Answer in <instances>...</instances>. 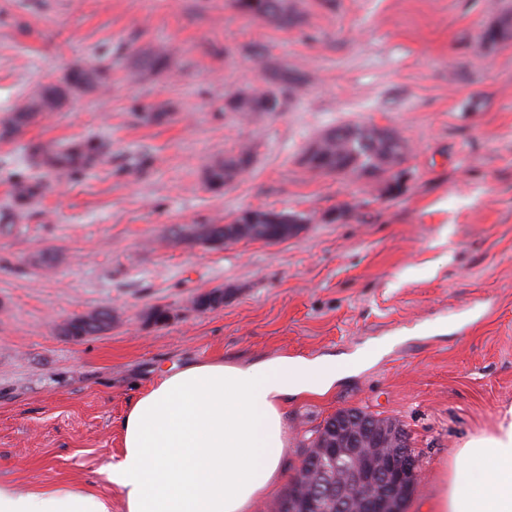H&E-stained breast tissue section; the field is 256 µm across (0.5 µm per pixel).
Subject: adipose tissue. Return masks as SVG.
<instances>
[{"mask_svg":"<svg viewBox=\"0 0 512 512\" xmlns=\"http://www.w3.org/2000/svg\"><path fill=\"white\" fill-rule=\"evenodd\" d=\"M376 355L169 369L121 421L122 448L108 478L124 512H254L287 477L289 398L327 393ZM0 512H112V500L72 485L22 492L2 483ZM424 512H512V422L460 449L448 484Z\"/></svg>","mask_w":512,"mask_h":512,"instance_id":"ef3b65f1","label":"adipose tissue"}]
</instances>
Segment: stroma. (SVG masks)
I'll list each match as a JSON object with an SVG mask.
<instances>
[{
  "instance_id": "stroma-1",
  "label": "stroma",
  "mask_w": 512,
  "mask_h": 512,
  "mask_svg": "<svg viewBox=\"0 0 512 512\" xmlns=\"http://www.w3.org/2000/svg\"><path fill=\"white\" fill-rule=\"evenodd\" d=\"M300 24L241 16L234 0H0V113L74 62L107 71L59 112L0 139V483L79 484L112 499L107 469L128 407L173 365L280 355L385 356L323 395L288 402L285 461L339 409L399 420L436 495L460 448L512 421V42L481 34L512 0H298ZM168 49L161 73L146 54ZM301 76L281 111L242 119L227 94ZM167 106V118L142 115ZM344 124L398 132L408 157L380 191L318 175L304 146ZM107 144L101 165L53 179L12 218L24 148ZM250 146V170L216 192L218 156ZM307 216L287 241L212 250L174 240L243 209ZM55 252L53 269L34 266ZM223 289L220 308H192ZM162 306L163 323L149 314ZM110 331L60 335L102 308Z\"/></svg>"
}]
</instances>
